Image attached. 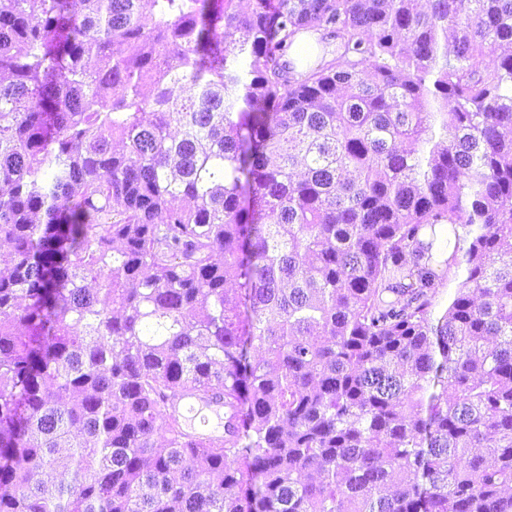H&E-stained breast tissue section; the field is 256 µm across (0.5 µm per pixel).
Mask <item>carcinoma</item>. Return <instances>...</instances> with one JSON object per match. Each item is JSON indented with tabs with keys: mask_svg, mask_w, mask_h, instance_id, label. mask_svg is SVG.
Segmentation results:
<instances>
[{
	"mask_svg": "<svg viewBox=\"0 0 512 512\" xmlns=\"http://www.w3.org/2000/svg\"><path fill=\"white\" fill-rule=\"evenodd\" d=\"M240 2L0 0V512H512V0ZM461 281V277L456 275L454 271L445 274V277L435 290L432 309L433 317L440 316L443 310L448 307V301L453 297L457 288H459ZM205 410L213 413L220 422L216 427H208L199 432L211 442H224V404L222 403L205 401L195 396H180L165 407V415L170 419H185L190 423L189 427L193 428L197 415ZM189 414L193 415L190 417Z\"/></svg>",
	"mask_w": 512,
	"mask_h": 512,
	"instance_id": "cac0c4a2",
	"label": "carcinoma"
}]
</instances>
